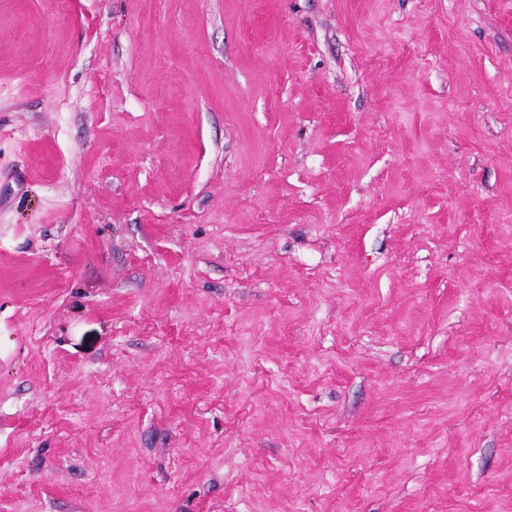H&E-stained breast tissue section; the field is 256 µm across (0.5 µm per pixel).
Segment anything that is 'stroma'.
I'll list each match as a JSON object with an SVG mask.
<instances>
[{"label":"stroma","mask_w":512,"mask_h":512,"mask_svg":"<svg viewBox=\"0 0 512 512\" xmlns=\"http://www.w3.org/2000/svg\"><path fill=\"white\" fill-rule=\"evenodd\" d=\"M0 512H512V0H0Z\"/></svg>","instance_id":"stroma-1"}]
</instances>
